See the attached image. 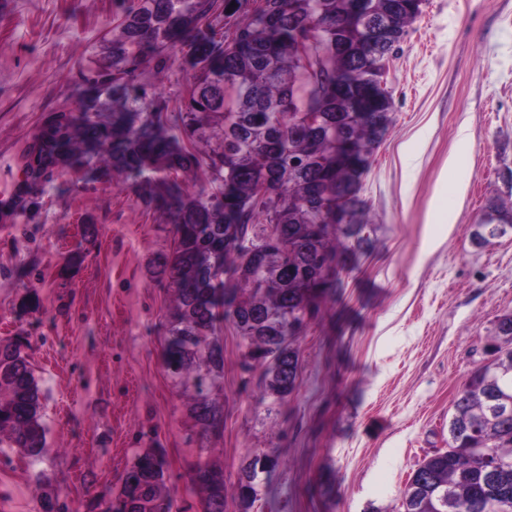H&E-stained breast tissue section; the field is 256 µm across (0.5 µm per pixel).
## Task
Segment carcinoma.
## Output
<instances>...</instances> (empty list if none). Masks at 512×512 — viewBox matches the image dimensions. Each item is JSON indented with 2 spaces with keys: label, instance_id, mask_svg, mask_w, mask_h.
Instances as JSON below:
<instances>
[{
  "label": "carcinoma",
  "instance_id": "1",
  "mask_svg": "<svg viewBox=\"0 0 512 512\" xmlns=\"http://www.w3.org/2000/svg\"><path fill=\"white\" fill-rule=\"evenodd\" d=\"M354 0H134L116 34L103 38L79 72L81 106L51 113L26 150L28 182L48 181L60 167L81 169L105 159L125 179L151 186L147 207L172 225L174 246L157 271L175 311L165 326L163 363L194 390L191 406L205 433L220 424L223 407L206 390L207 376L224 368L216 333L230 322L245 345V363L264 368L268 390L282 400L274 363L288 362L298 378L297 351L278 336L294 335L317 315L336 288L342 255L366 252L374 232L356 196L358 169L387 131L392 94L374 89L397 47L369 45ZM368 16L400 44L426 0H363ZM160 72L174 63L193 81L175 100L133 85L143 60ZM205 175L208 187L189 194L183 177ZM346 228L331 232L336 212ZM503 223L483 224L480 247L512 234ZM244 240L265 239L258 260L224 243V225ZM41 390L24 342L0 345V448L38 459L47 447ZM512 443V405L503 403L481 367L454 401L449 449L424 458L434 496L451 498V512H494L498 484L512 488V468L497 479L470 453L481 443ZM278 459L256 456L240 467L237 496L247 509L262 474ZM138 491L133 512H171V490L155 451L137 454L116 492Z\"/></svg>",
  "mask_w": 512,
  "mask_h": 512
}]
</instances>
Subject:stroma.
Masks as SVG:
<instances>
[{"mask_svg": "<svg viewBox=\"0 0 512 512\" xmlns=\"http://www.w3.org/2000/svg\"><path fill=\"white\" fill-rule=\"evenodd\" d=\"M123 0H7L0 7V343L26 337L48 449L0 451V512H105L135 455H167L172 512H202L190 474L224 470V512H400L411 474L448 445L458 391L512 311V235L477 247L473 224L512 206V0H428L390 62L391 124L362 177L376 226L349 258L335 299L290 342L295 390L279 400L223 327L224 371L209 395L224 409L201 434L193 390L162 365L172 293L156 274L173 247L143 189L104 165L62 170L22 209L24 150L51 112L76 106V81ZM189 71L141 66L138 84L169 98ZM467 139H460V132ZM452 220L436 223L439 209ZM29 294L40 307L17 305ZM280 465L243 510L241 465Z\"/></svg>", "mask_w": 512, "mask_h": 512, "instance_id": "stroma-1", "label": "stroma"}]
</instances>
